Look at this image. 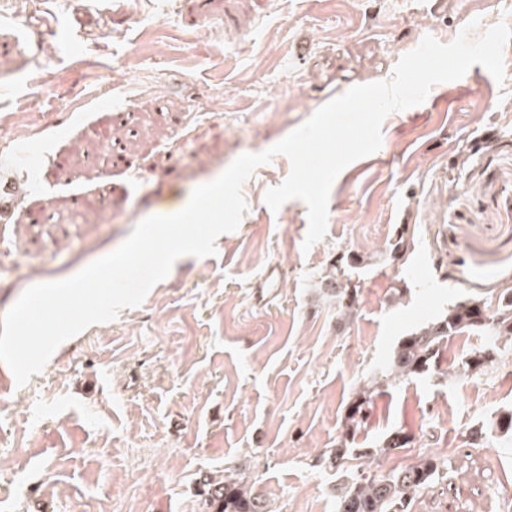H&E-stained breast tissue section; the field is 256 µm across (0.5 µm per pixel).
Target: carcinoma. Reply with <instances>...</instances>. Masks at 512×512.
I'll return each instance as SVG.
<instances>
[{"label":"carcinoma","mask_w":512,"mask_h":512,"mask_svg":"<svg viewBox=\"0 0 512 512\" xmlns=\"http://www.w3.org/2000/svg\"><path fill=\"white\" fill-rule=\"evenodd\" d=\"M484 331L491 336L512 340V287L501 290L496 306L478 298H468L448 308V315L430 322L406 337L388 365L391 381L424 375L435 369L448 340L462 333ZM498 352L489 347L468 356L458 371L482 374L497 364ZM370 388L355 393L347 413V425L353 432L368 420ZM410 438L401 431L391 433L379 451L405 447ZM439 473L438 459L427 456L418 463L393 470L381 477L360 475L340 488L336 512H411L415 495ZM207 512H269L266 501L246 484L227 475L221 482L204 481Z\"/></svg>","instance_id":"1"}]
</instances>
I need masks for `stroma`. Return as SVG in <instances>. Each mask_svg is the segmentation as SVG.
<instances>
[{
	"label": "stroma",
	"mask_w": 512,
	"mask_h": 512,
	"mask_svg": "<svg viewBox=\"0 0 512 512\" xmlns=\"http://www.w3.org/2000/svg\"><path fill=\"white\" fill-rule=\"evenodd\" d=\"M495 3L0 0V118L39 116L26 142L45 155L39 184L0 216V315L119 246L160 198L189 199L332 98L389 79L424 36L477 42ZM503 57L504 81L472 82L453 111L389 114L380 153L335 179L310 250L306 205L264 202L291 171L276 155L243 184L248 211L216 256L179 258L140 306L0 388V512H204L201 481L230 466L270 512H336L358 471L427 455L442 467L411 512H512V442L473 448L466 435L512 409V343L463 377L454 368L490 339L452 337L439 371L375 395L360 432L345 420L404 337L512 286V41ZM272 265L282 282L264 298ZM330 273L354 289L352 307L325 295ZM395 430L409 443L381 452ZM340 446L342 466H318Z\"/></svg>",
	"instance_id": "1"
}]
</instances>
